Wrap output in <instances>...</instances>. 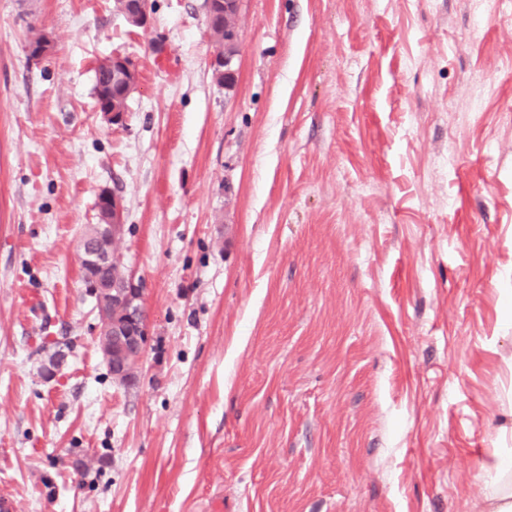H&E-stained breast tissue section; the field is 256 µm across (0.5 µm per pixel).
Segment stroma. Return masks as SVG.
I'll return each mask as SVG.
<instances>
[{"mask_svg": "<svg viewBox=\"0 0 512 512\" xmlns=\"http://www.w3.org/2000/svg\"><path fill=\"white\" fill-rule=\"evenodd\" d=\"M150 2L0 0V512H475L512 448V9L242 0L228 90L205 0ZM112 187L128 386L78 257ZM121 2L126 6L124 9L120 10L118 5H115L125 16L129 25L140 29H146L150 26L151 10L149 0H122ZM99 65L106 70L112 71V94L116 92L121 94L114 99L112 98V108L108 104H105L103 108L99 110L112 124L118 123L122 121L124 112H127L128 108L126 107L125 110L118 109L115 105L116 100L122 96H126L128 99L130 98L137 88L138 72L131 59L120 54H115L112 55V57L104 59ZM130 76H132V79H130ZM98 203L102 210L109 211L112 209L111 224H104L102 233L105 238L112 237V241L115 242L123 237L126 231L123 214L124 206L120 190L118 188H112V192L107 190L102 191ZM79 259L82 265L107 263L89 272L103 280L112 281V287L98 282L86 281L92 292L99 293L112 288V319L102 318L99 337L103 341L102 353L112 372V379L123 385H130L137 379L147 336V322L142 300L141 282L124 266L121 258L99 247L82 245ZM112 266L116 273L112 278ZM112 341V345L109 343Z\"/></svg>", "mask_w": 512, "mask_h": 512, "instance_id": "1", "label": "stroma"}]
</instances>
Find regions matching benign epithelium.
<instances>
[{
    "label": "benign epithelium",
    "instance_id": "benign-epithelium-1",
    "mask_svg": "<svg viewBox=\"0 0 512 512\" xmlns=\"http://www.w3.org/2000/svg\"><path fill=\"white\" fill-rule=\"evenodd\" d=\"M224 4V39L212 61L215 78L231 89L235 85V57L238 55L239 30L237 16L241 0H220ZM121 13L129 25L146 29L151 24L150 0H122ZM112 71V92L129 97L137 88L138 72L127 56L114 54L100 62ZM102 210L112 211L110 223L103 225L104 237L114 241L123 237L124 206L120 190H104L98 199ZM80 263L92 265L112 263L116 273L112 278V319H101L99 337L103 341L102 353L112 372V379L130 385L137 379L147 336V322L142 300L141 282L124 266L117 254L99 247L82 246Z\"/></svg>",
    "mask_w": 512,
    "mask_h": 512
}]
</instances>
